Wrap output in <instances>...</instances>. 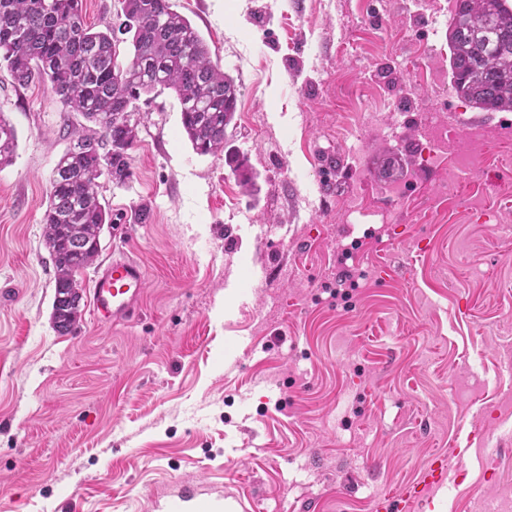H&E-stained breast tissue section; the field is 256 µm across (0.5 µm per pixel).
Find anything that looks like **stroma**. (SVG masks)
Listing matches in <instances>:
<instances>
[{
	"mask_svg": "<svg viewBox=\"0 0 512 512\" xmlns=\"http://www.w3.org/2000/svg\"><path fill=\"white\" fill-rule=\"evenodd\" d=\"M174 2L241 95L222 155L171 90L130 115L99 254L146 272L128 322L54 330L43 216L85 121L0 71V512H376L454 448L409 512L512 501V112L450 89L448 0ZM17 149L16 129L6 118L0 114V165H7L13 161Z\"/></svg>",
	"mask_w": 512,
	"mask_h": 512,
	"instance_id": "1",
	"label": "stroma"
}]
</instances>
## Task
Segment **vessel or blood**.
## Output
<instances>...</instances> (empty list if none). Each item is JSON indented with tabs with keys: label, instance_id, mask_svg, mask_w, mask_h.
I'll use <instances>...</instances> for the list:
<instances>
[{
	"label": "vessel or blood",
	"instance_id": "1",
	"mask_svg": "<svg viewBox=\"0 0 512 512\" xmlns=\"http://www.w3.org/2000/svg\"><path fill=\"white\" fill-rule=\"evenodd\" d=\"M145 289L146 276L135 258L126 256L102 262L92 278L91 313L101 324L127 321L137 310ZM450 472L447 457L432 459L419 483L382 499V512H402L405 503L418 501L428 490L445 483Z\"/></svg>",
	"mask_w": 512,
	"mask_h": 512
}]
</instances>
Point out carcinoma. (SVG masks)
<instances>
[{
    "mask_svg": "<svg viewBox=\"0 0 512 512\" xmlns=\"http://www.w3.org/2000/svg\"><path fill=\"white\" fill-rule=\"evenodd\" d=\"M83 0H0V68L13 81L46 83L59 102L99 128L79 133L52 170L44 237L55 269L53 328L66 335L79 324L76 273L99 255L104 225L112 223L101 179L121 183L137 142L130 111L143 94L172 90L193 150L224 152L235 119L239 84L210 60L208 46L173 0H123L132 57L118 62L111 29L96 31ZM448 76L458 97L484 112L512 111V4L452 0L448 14ZM16 129L0 116V165L13 161ZM243 186L252 173L236 155Z\"/></svg>",
    "mask_w": 512,
    "mask_h": 512,
    "instance_id": "1",
    "label": "carcinoma"
}]
</instances>
